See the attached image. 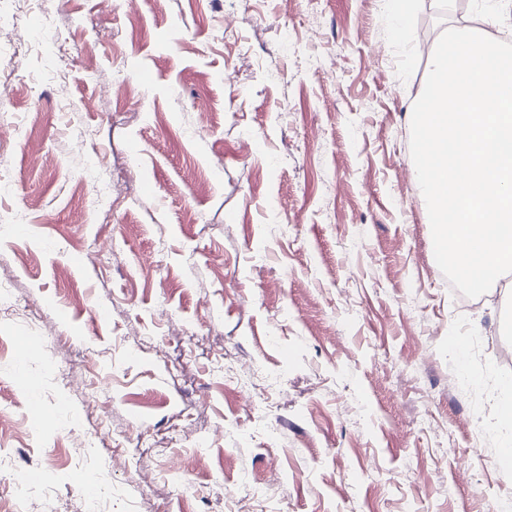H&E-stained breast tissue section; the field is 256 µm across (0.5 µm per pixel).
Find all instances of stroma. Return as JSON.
Listing matches in <instances>:
<instances>
[{
    "label": "stroma",
    "instance_id": "obj_1",
    "mask_svg": "<svg viewBox=\"0 0 512 512\" xmlns=\"http://www.w3.org/2000/svg\"><path fill=\"white\" fill-rule=\"evenodd\" d=\"M382 7L0 5V278L48 329L19 374L0 318V502L35 469L33 497L108 512H512V273L467 308L444 285L410 152L428 62L398 78ZM481 9L423 0L415 39L512 30ZM63 40L98 44L65 105Z\"/></svg>",
    "mask_w": 512,
    "mask_h": 512
}]
</instances>
